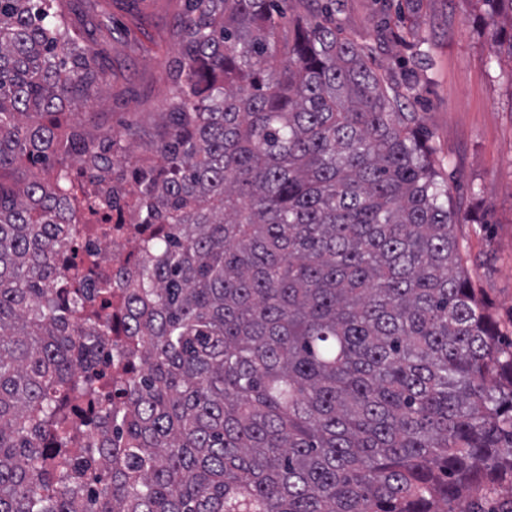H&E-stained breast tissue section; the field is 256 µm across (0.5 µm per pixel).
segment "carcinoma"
<instances>
[{"mask_svg":"<svg viewBox=\"0 0 512 512\" xmlns=\"http://www.w3.org/2000/svg\"><path fill=\"white\" fill-rule=\"evenodd\" d=\"M512 53V0H476ZM288 0H184L158 232L119 293L54 255L124 142L61 0H0V512H486L512 486V350L471 287L414 113ZM113 362L90 391L76 367Z\"/></svg>","mask_w":512,"mask_h":512,"instance_id":"1","label":"carcinoma"}]
</instances>
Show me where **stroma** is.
<instances>
[{
	"instance_id": "obj_1",
	"label": "stroma",
	"mask_w": 512,
	"mask_h": 512,
	"mask_svg": "<svg viewBox=\"0 0 512 512\" xmlns=\"http://www.w3.org/2000/svg\"><path fill=\"white\" fill-rule=\"evenodd\" d=\"M181 0H95L74 36L94 29L106 68L98 91L66 103L63 125L162 132L181 49ZM473 0H337L334 23L402 90L432 148L471 284L512 346V58L493 46ZM417 30L421 44L409 32Z\"/></svg>"
}]
</instances>
